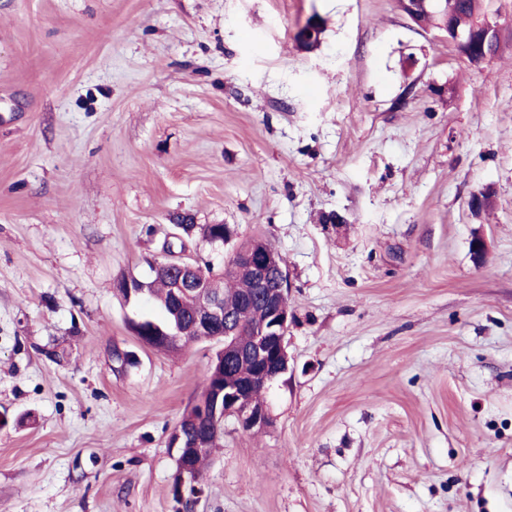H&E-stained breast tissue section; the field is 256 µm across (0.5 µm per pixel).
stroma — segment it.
Masks as SVG:
<instances>
[{
    "mask_svg": "<svg viewBox=\"0 0 512 512\" xmlns=\"http://www.w3.org/2000/svg\"><path fill=\"white\" fill-rule=\"evenodd\" d=\"M481 12L476 66L397 0H0V512H176L220 345L144 346L112 282L185 215L233 230L185 241L217 274L267 239L294 315L197 512H512V0Z\"/></svg>",
    "mask_w": 512,
    "mask_h": 512,
    "instance_id": "35a3bbf8",
    "label": "stroma"
}]
</instances>
